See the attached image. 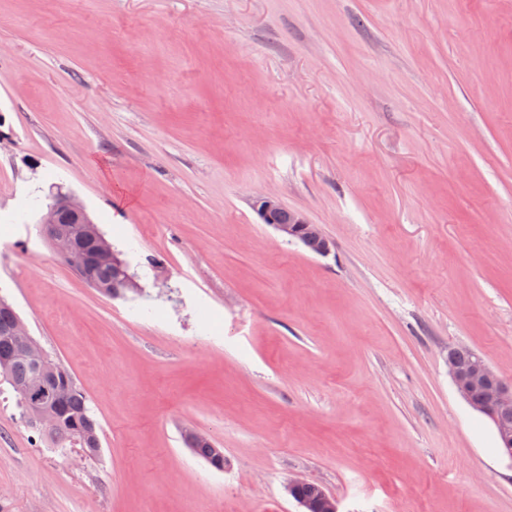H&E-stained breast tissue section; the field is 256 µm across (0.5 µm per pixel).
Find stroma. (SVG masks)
Returning <instances> with one entry per match:
<instances>
[{
  "instance_id": "35a3bbf8",
  "label": "stroma",
  "mask_w": 512,
  "mask_h": 512,
  "mask_svg": "<svg viewBox=\"0 0 512 512\" xmlns=\"http://www.w3.org/2000/svg\"><path fill=\"white\" fill-rule=\"evenodd\" d=\"M53 184L139 291L55 253ZM0 296L101 439L51 447L0 393V512H301L296 478L341 512H512L446 361L512 382V0H0ZM253 207L262 223L272 227L284 238L301 244L320 238L326 241V237L318 224L311 223L299 212L288 210L275 196H259L254 200ZM322 246H325V242L320 241L307 243L305 247L311 253L316 254ZM183 441L188 448H190L195 454L202 457L206 461L208 457H212L218 452H223L222 448H215L214 443L210 439L206 438L205 436L199 434L196 431H188L186 429L183 434ZM223 453H220L219 456L215 459H208V463L215 468L223 469Z\"/></svg>"
}]
</instances>
